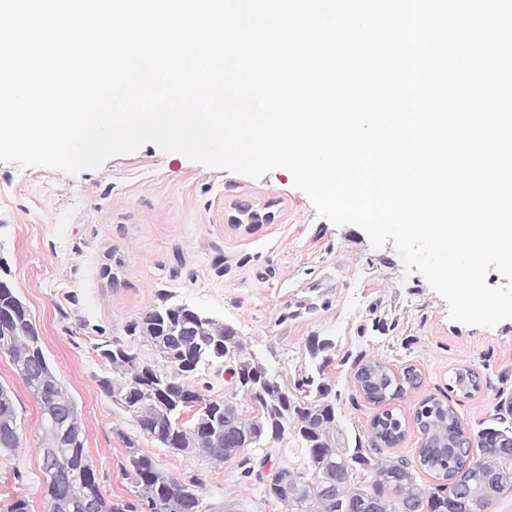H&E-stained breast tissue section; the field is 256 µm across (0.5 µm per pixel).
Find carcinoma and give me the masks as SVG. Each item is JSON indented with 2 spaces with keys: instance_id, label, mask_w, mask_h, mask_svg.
Returning <instances> with one entry per match:
<instances>
[{
  "instance_id": "carcinoma-1",
  "label": "carcinoma",
  "mask_w": 512,
  "mask_h": 512,
  "mask_svg": "<svg viewBox=\"0 0 512 512\" xmlns=\"http://www.w3.org/2000/svg\"><path fill=\"white\" fill-rule=\"evenodd\" d=\"M13 293L0 292V350L7 352L14 368L39 404L55 400L60 420L68 411L78 412L75 402L61 384L49 383L51 368L43 360L38 330L26 308L15 306ZM131 336H139L154 348L162 365L140 360L138 354L120 343L100 351L118 375L99 381L101 390L130 415L140 433L159 441L178 453L202 455L216 464L238 460L244 478L263 484L264 495L282 502L288 512H339V503L374 496L378 512H400L403 501L425 512H448L447 485L472 493L493 484L500 485L497 496L512 493V431L486 427L470 434L462 427L453 408L440 400L427 399L416 411V425L427 434L429 445L419 448L418 462L424 471L441 481L426 491L416 480L414 465L403 457L376 460L374 448H346L340 445L336 431V405L330 399L332 386L324 378L333 362L335 341L328 336H311L307 346L315 372L288 387L282 375L270 370L254 354L246 351L235 328L207 313L186 305H162L142 313L127 325ZM219 363L231 378L247 391L251 411L222 397H212L193 386L201 365ZM356 381L366 398L383 404L420 383L411 368L396 379L382 362H367L356 373ZM193 412L185 424L180 417ZM264 428L273 441L291 439L301 446L305 466L279 467L288 473L291 485L316 482L331 469L335 486L329 492L298 494L285 491L278 483L266 480L253 463L248 449L235 448L241 434ZM374 439L387 447L398 445L405 436L402 423L391 411L372 420ZM480 441V453L467 461L462 443ZM128 463L136 475L142 493L127 499L109 500L103 494L97 470L85 449V433L70 432L55 454L68 476L46 481L45 512H192L199 500L198 479L181 483L158 469L153 460L127 440ZM374 473L370 487L363 486L365 475Z\"/></svg>"
}]
</instances>
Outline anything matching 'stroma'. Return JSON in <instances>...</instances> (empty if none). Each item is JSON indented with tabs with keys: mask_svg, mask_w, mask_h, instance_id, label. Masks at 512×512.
<instances>
[{
	"mask_svg": "<svg viewBox=\"0 0 512 512\" xmlns=\"http://www.w3.org/2000/svg\"><path fill=\"white\" fill-rule=\"evenodd\" d=\"M247 206L262 223L235 227ZM0 259L81 413L87 452L110 499L135 490L129 436L169 476L201 478L207 512H285L242 477L237 462L217 465L165 448L101 391L99 380L112 374L101 346L116 341L154 360L153 347L126 327L165 303H186L232 325L248 352L292 381L311 365L308 337L334 338L326 376L336 392L338 438L349 448L369 444L373 417L392 410L405 437L381 448L384 460H416L422 436L415 414L426 399L448 403L472 433L495 424L512 399V319L492 328L451 321L425 278L405 274L393 245L373 248L361 228L319 216L284 168L254 180L152 144L77 175L0 163ZM314 285L325 307L285 319L288 305ZM379 318L385 329L375 328ZM375 359L397 374L414 367L418 387L384 406L370 403L354 375ZM463 368L476 373V390L456 387ZM0 385L12 393L21 436L19 448L0 450V510L22 495L30 512H45L44 417L5 353Z\"/></svg>",
	"mask_w": 512,
	"mask_h": 512,
	"instance_id": "stroma-1",
	"label": "stroma"
}]
</instances>
